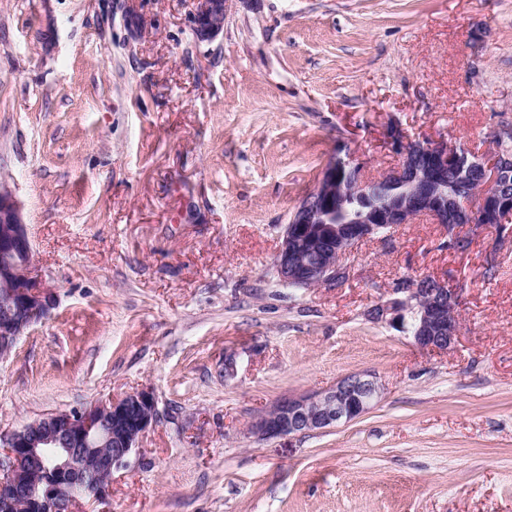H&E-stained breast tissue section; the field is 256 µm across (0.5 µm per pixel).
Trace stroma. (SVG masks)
<instances>
[{
	"label": "stroma",
	"instance_id": "obj_1",
	"mask_svg": "<svg viewBox=\"0 0 512 512\" xmlns=\"http://www.w3.org/2000/svg\"><path fill=\"white\" fill-rule=\"evenodd\" d=\"M0 0V180L23 207L43 323L0 359V434L140 390L157 421L80 512H512V224L415 220L344 282L280 285L289 216L331 155L391 131L490 151L512 125V0ZM460 290L445 353L367 311L394 279ZM234 355L233 375L224 359ZM375 374L336 427L265 440L278 400ZM233 0H196L193 17L198 41L208 42L224 32V16Z\"/></svg>",
	"mask_w": 512,
	"mask_h": 512
}]
</instances>
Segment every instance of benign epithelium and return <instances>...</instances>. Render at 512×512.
I'll return each mask as SVG.
<instances>
[{
  "instance_id": "1",
  "label": "benign epithelium",
  "mask_w": 512,
  "mask_h": 512,
  "mask_svg": "<svg viewBox=\"0 0 512 512\" xmlns=\"http://www.w3.org/2000/svg\"><path fill=\"white\" fill-rule=\"evenodd\" d=\"M232 0H196L193 17L198 40L224 32ZM394 166L372 175L364 162L335 154L323 166L314 188L292 211L274 260L283 285L316 288L346 277L343 256L361 241L387 227L411 224L428 216L453 230L480 218L503 224L512 218V192L504 174L512 153L479 155L444 140L390 137ZM481 170L474 202L448 205V174ZM32 245L21 205L9 189L0 190V345L8 354L19 336L43 322L54 306V289L32 275ZM396 298L367 310L374 321L408 333L414 344L433 352L453 347L459 335L460 289L445 279L425 276L409 287L392 289ZM382 385L370 374L346 376L330 388L279 401L261 414L251 431L259 439L320 431L366 414L381 398ZM157 419L149 391L98 401L34 420L0 435V512H15L16 500L28 494L31 468L50 458L42 471L44 499L72 512L87 482L94 496L106 493L112 471L126 466L142 436Z\"/></svg>"
}]
</instances>
